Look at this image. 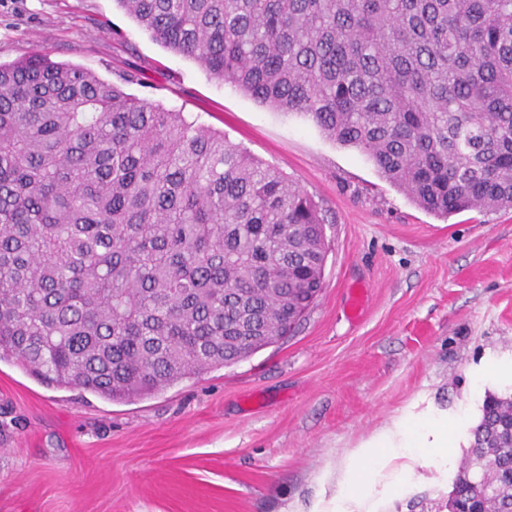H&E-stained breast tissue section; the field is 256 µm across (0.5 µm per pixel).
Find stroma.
I'll list each match as a JSON object with an SVG mask.
<instances>
[{"label":"stroma","mask_w":512,"mask_h":512,"mask_svg":"<svg viewBox=\"0 0 512 512\" xmlns=\"http://www.w3.org/2000/svg\"><path fill=\"white\" fill-rule=\"evenodd\" d=\"M37 52L187 113L325 210L324 288L278 343L155 395L114 402L0 362V512H312L362 438L406 409L471 406L475 367L512 359V209L441 218L359 150L269 109L153 41L116 0H0V62ZM362 316L345 312L352 283ZM448 473L416 468L388 512H448Z\"/></svg>","instance_id":"35a3bbf8"}]
</instances>
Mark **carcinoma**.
<instances>
[{"label": "carcinoma", "instance_id": "cac0c4a2", "mask_svg": "<svg viewBox=\"0 0 512 512\" xmlns=\"http://www.w3.org/2000/svg\"><path fill=\"white\" fill-rule=\"evenodd\" d=\"M150 37L368 157L441 217L512 208V0H116ZM326 215L224 132L38 53L0 64V361L123 402L275 343ZM494 488L471 495L466 474ZM512 512V396L454 482Z\"/></svg>", "mask_w": 512, "mask_h": 512}]
</instances>
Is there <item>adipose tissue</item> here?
Instances as JSON below:
<instances>
[{
    "instance_id": "obj_1",
    "label": "adipose tissue",
    "mask_w": 512,
    "mask_h": 512,
    "mask_svg": "<svg viewBox=\"0 0 512 512\" xmlns=\"http://www.w3.org/2000/svg\"><path fill=\"white\" fill-rule=\"evenodd\" d=\"M464 425L460 414L444 409L405 412L391 427L364 439L336 478V490L318 512H382L373 487L383 479L391 496L408 492L405 475L418 461L448 468V450Z\"/></svg>"
}]
</instances>
